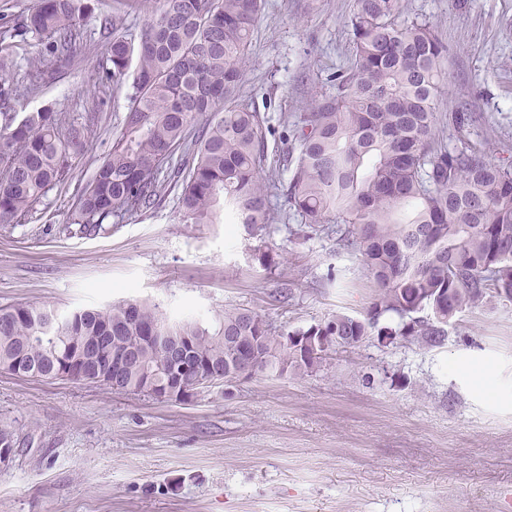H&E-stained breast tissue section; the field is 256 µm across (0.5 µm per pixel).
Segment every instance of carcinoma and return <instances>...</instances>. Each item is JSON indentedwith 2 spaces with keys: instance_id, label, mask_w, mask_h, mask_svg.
<instances>
[{
  "instance_id": "obj_1",
  "label": "carcinoma",
  "mask_w": 512,
  "mask_h": 512,
  "mask_svg": "<svg viewBox=\"0 0 512 512\" xmlns=\"http://www.w3.org/2000/svg\"><path fill=\"white\" fill-rule=\"evenodd\" d=\"M263 0H162L139 41L128 39L117 7L99 19L108 39L112 83L136 63L133 92L112 149L79 195L72 223L96 233L114 218L142 216L177 194L182 221L216 224L230 216L250 235L285 221L297 238L335 239L358 258L376 288L361 317L279 332L261 314L228 308L217 328L171 324L155 304L128 302L74 311L0 307V371L51 379L57 364L69 380L112 386L163 402L221 373L229 385L257 371H318L329 354L375 335L439 347L457 314L493 298L512 301V166L492 162L475 146L448 149L437 109L448 45L426 21L402 19L406 0H356L347 21L353 54L332 76L334 92L312 98L308 111L283 125L286 159H268L260 113L239 102ZM87 0H38L0 29L3 51L31 36L48 52L21 73L0 59V224L18 223L67 179L94 133V122L71 123L49 109L15 120L19 84L35 89L52 74V58L82 53ZM191 155L173 164L177 152ZM394 316L389 321L387 317ZM95 355L81 345L107 335ZM176 336L182 362L160 354L145 328Z\"/></svg>"
}]
</instances>
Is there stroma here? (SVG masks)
Returning a JSON list of instances; mask_svg holds the SVG:
<instances>
[{
  "instance_id": "35a3bbf8",
  "label": "stroma",
  "mask_w": 512,
  "mask_h": 512,
  "mask_svg": "<svg viewBox=\"0 0 512 512\" xmlns=\"http://www.w3.org/2000/svg\"><path fill=\"white\" fill-rule=\"evenodd\" d=\"M408 2L448 45L437 110L448 145L512 164V0ZM353 6L265 0L241 103L276 127L330 92L328 75L351 55ZM107 47L56 61L55 80L15 108L19 119L44 107L100 119L66 183L28 220L0 226V305L66 315L134 299L211 329L243 307L284 332L361 316L375 290L359 261L281 225L252 236L240 224H187L171 195L98 234L69 230L132 91L104 79ZM284 279L295 297L282 304ZM1 428L16 431L18 449L0 467V512H512V302L459 314L439 347L371 338L317 372L218 384L186 405L0 371Z\"/></svg>"
}]
</instances>
